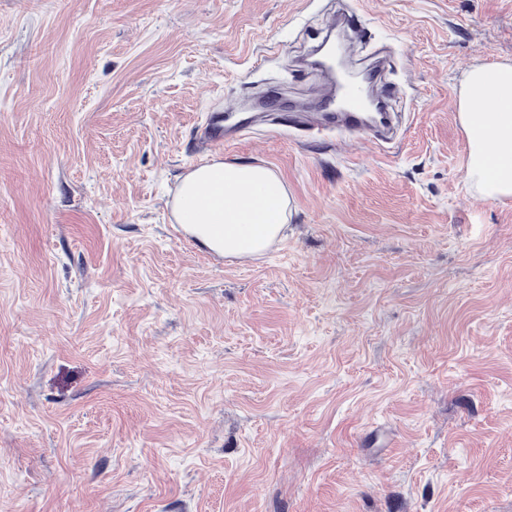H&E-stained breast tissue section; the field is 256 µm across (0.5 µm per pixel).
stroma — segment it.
<instances>
[{
  "mask_svg": "<svg viewBox=\"0 0 512 512\" xmlns=\"http://www.w3.org/2000/svg\"><path fill=\"white\" fill-rule=\"evenodd\" d=\"M389 50L391 148L279 132L196 151L334 8ZM512 0H0V512H512V201L454 103ZM273 170L259 257L179 234V178Z\"/></svg>",
  "mask_w": 512,
  "mask_h": 512,
  "instance_id": "stroma-1",
  "label": "stroma"
}]
</instances>
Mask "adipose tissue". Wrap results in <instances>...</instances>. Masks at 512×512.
I'll list each match as a JSON object with an SVG mask.
<instances>
[{
	"label": "adipose tissue",
	"instance_id": "1",
	"mask_svg": "<svg viewBox=\"0 0 512 512\" xmlns=\"http://www.w3.org/2000/svg\"><path fill=\"white\" fill-rule=\"evenodd\" d=\"M456 110L468 139L469 182L483 197L511 200L512 62L473 66ZM175 211L196 244L227 257H250L280 238L288 194L268 168L211 161L183 177Z\"/></svg>",
	"mask_w": 512,
	"mask_h": 512
}]
</instances>
